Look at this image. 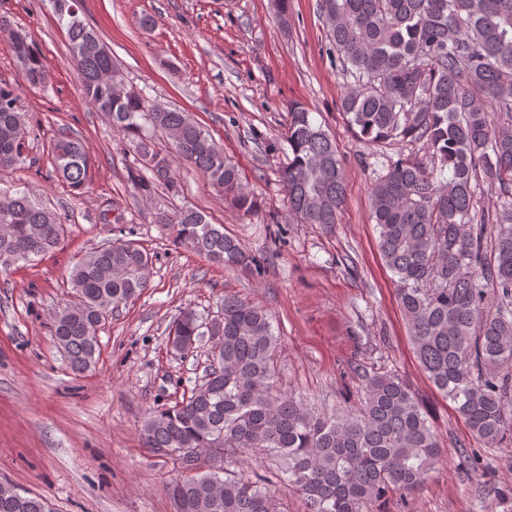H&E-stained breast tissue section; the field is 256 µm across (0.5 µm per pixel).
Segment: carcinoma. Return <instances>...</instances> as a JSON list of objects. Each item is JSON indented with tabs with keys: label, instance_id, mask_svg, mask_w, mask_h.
<instances>
[{
	"label": "carcinoma",
	"instance_id": "carcinoma-1",
	"mask_svg": "<svg viewBox=\"0 0 512 512\" xmlns=\"http://www.w3.org/2000/svg\"><path fill=\"white\" fill-rule=\"evenodd\" d=\"M82 0H54L64 22L85 101L135 144L131 182L143 195L174 188L173 159L155 152L151 134L179 133L176 159L191 165L242 215L256 200L234 163L184 112L152 103L132 89L116 98L107 82L124 83L110 52L79 16ZM330 55L353 78L341 110L357 137L373 147L418 145L426 160L386 158L370 184L372 217L383 262L422 370L488 448L512 444V0H318ZM27 82L48 72L33 44L16 54ZM291 157L280 172L289 222L338 223L345 174L336 143L302 104L288 108ZM26 132L19 89L0 82V168L23 162ZM55 173L76 197L91 182L82 142L51 145ZM499 188L495 209H477L482 185ZM152 223L172 230V244L231 265H257L240 243L190 207L158 208ZM67 225L25 191H0V255L12 263L45 256L62 244ZM147 252L115 240L84 254L70 272L73 300L51 321V335L70 368L95 363L105 314L138 297L152 276ZM493 290L496 304L488 303ZM220 319L187 308L172 322L169 344L190 352L211 343L200 388L143 420L145 447H219L182 469L195 474L168 486L176 512H277L264 477L229 467L256 453L276 458L285 484L310 512H361L419 487L441 460V445L412 387L390 373L365 374L364 401L349 415H319L278 387L279 345L270 314L224 296ZM0 512H53L38 495L14 496L0 483Z\"/></svg>",
	"mask_w": 512,
	"mask_h": 512
}]
</instances>
